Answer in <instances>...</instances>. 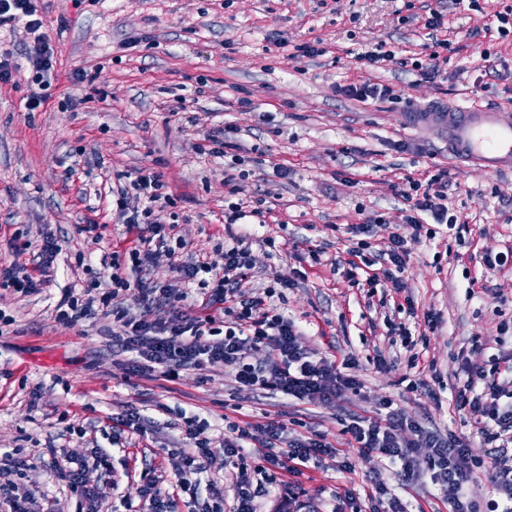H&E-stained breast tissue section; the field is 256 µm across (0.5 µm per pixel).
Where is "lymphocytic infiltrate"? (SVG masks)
Segmentation results:
<instances>
[{"label": "lymphocytic infiltrate", "mask_w": 512, "mask_h": 512, "mask_svg": "<svg viewBox=\"0 0 512 512\" xmlns=\"http://www.w3.org/2000/svg\"><path fill=\"white\" fill-rule=\"evenodd\" d=\"M4 29L23 30L25 37L20 52L0 48V84L26 80L31 93L24 108L40 111L60 75L56 47L44 30L35 0H0V31ZM164 187L161 173L144 169L132 189H118L116 214L133 239L102 263L112 289L98 311L111 318L112 345L128 355L132 373L147 379L159 373L173 381L181 371H202L210 362L221 361L240 386L276 391L315 406L359 394L360 381L345 372L349 360L337 363L301 346L299 326L275 305L277 289L293 286V279L278 277L261 293H243L251 268L246 234L229 233L214 255L183 260L187 244L174 234L176 216L167 210L172 196ZM401 195L410 204L405 221L416 231L433 236V229L425 225L430 219L453 234L461 233V223L446 205L447 169L424 182L409 180ZM22 247L34 249V269L1 267L0 287L24 295L41 292L60 248L49 236L38 246L26 241ZM159 253L167 254L181 282L198 284L199 296L151 279L149 266ZM408 260L406 241L397 234L377 251L375 261L394 291L405 287L402 274ZM264 348L277 351L280 363L260 359L258 352ZM463 371L467 380L457 404L469 411L482 447L492 450L491 480L497 496L486 506L468 500L465 492L479 463L473 446L409 421L391 401L382 403L386 415H349L344 432L360 450L387 459L405 482L429 474L450 512H512V354L494 356L487 367L464 362ZM406 430L411 433L407 440L402 437ZM181 432L185 446L175 475L177 487L193 491L192 476L207 473L216 461L234 466L238 476L228 512H258L261 500L276 488L278 476L301 473L310 461L329 457L337 460L339 470L351 469L324 432L311 427L306 434L291 435L279 414L257 427L247 422L230 426L218 443L202 436L194 415L185 418Z\"/></svg>", "instance_id": "lymphocytic-infiltrate-1"}]
</instances>
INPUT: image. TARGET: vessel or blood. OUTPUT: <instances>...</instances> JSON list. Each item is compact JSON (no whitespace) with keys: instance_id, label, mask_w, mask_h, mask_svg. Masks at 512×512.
<instances>
[{"instance_id":"vessel-or-blood-1","label":"vessel or blood","mask_w":512,"mask_h":512,"mask_svg":"<svg viewBox=\"0 0 512 512\" xmlns=\"http://www.w3.org/2000/svg\"><path fill=\"white\" fill-rule=\"evenodd\" d=\"M409 126L427 124L443 135L449 155L486 173L512 170V109L436 102L401 116Z\"/></svg>"}]
</instances>
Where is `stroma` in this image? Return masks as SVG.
I'll return each mask as SVG.
<instances>
[{
	"label": "stroma",
	"mask_w": 512,
	"mask_h": 512,
	"mask_svg": "<svg viewBox=\"0 0 512 512\" xmlns=\"http://www.w3.org/2000/svg\"><path fill=\"white\" fill-rule=\"evenodd\" d=\"M480 3L472 11L452 0H38L63 79L47 108L32 114L23 107L26 82L0 84V265L32 267V251L12 248L16 238L35 242L47 234L61 251L42 293L0 288V310L11 318L0 326V448L25 460L13 480L36 492L44 512L83 506L54 458L103 453L107 470L87 469L84 481L108 476L133 489L147 474L176 492L182 415H198L205 436L219 440L231 422L261 425L277 412L299 425L320 423L351 469L310 465L263 500L261 512H298L302 501H328L336 492L344 512H377L367 496L377 476L405 512H448L429 480L402 485L380 457L349 445L342 420L374 416L389 399L428 430L479 444L469 413L456 407L462 361L484 364L512 351V332L497 331L512 324V264H485L512 246V172L464 166L449 158L440 134L400 118L444 99L512 107V42L482 37L503 0ZM437 6L448 28V63L428 79L411 61L437 50L436 32L422 21L426 8ZM131 37L138 45L124 48ZM314 39L323 41L325 55L294 57L296 45ZM379 47L391 59L373 68L356 64L358 53ZM77 69L90 80L73 87L67 78ZM352 81L392 94L364 103L340 95L338 86ZM70 90L90 97L89 108L70 109ZM225 122L238 131L223 156L201 154L207 133ZM142 168L162 173L176 201L177 233L193 256L223 244L232 203L270 206L264 224L252 228L254 269L245 292L290 276L299 263L289 247L298 245L307 276L282 289L276 304L302 325L303 347L351 358L361 396L313 406L239 386L220 361L175 381L139 378L112 348L111 319L91 316L74 326L57 319L61 289L85 288L124 230L110 204L85 200V185L117 189ZM439 168L448 171V205L469 229L454 240L439 224L434 239L418 242L399 189ZM239 172L242 191L229 194L226 179ZM367 215L383 218L373 227V248L395 232L408 241L402 293L380 287L370 294L345 274V229ZM90 224L98 225L100 240L87 233ZM268 237L274 246L265 245ZM312 249L319 259L309 257ZM431 310L440 315L434 330ZM417 379L424 388H411ZM131 407L143 417L145 435L113 430L112 417ZM69 424L75 434H64ZM236 481L229 466L193 493L177 492L179 512H212L216 490L232 496Z\"/></svg>",
	"instance_id": "stroma-1"
}]
</instances>
